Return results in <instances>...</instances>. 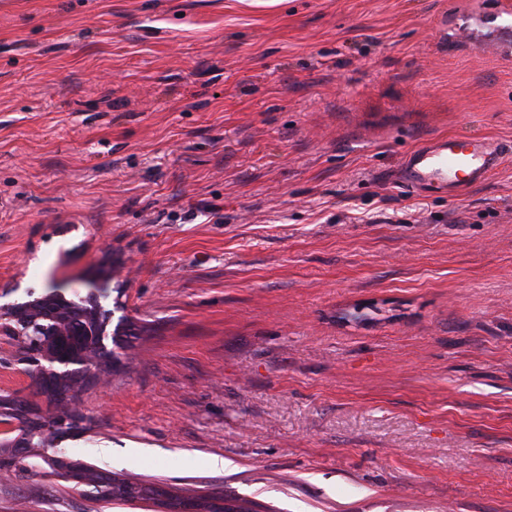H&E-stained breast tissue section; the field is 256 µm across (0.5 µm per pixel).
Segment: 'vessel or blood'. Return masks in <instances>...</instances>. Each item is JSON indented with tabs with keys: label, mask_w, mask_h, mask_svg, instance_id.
Returning a JSON list of instances; mask_svg holds the SVG:
<instances>
[{
	"label": "vessel or blood",
	"mask_w": 512,
	"mask_h": 512,
	"mask_svg": "<svg viewBox=\"0 0 512 512\" xmlns=\"http://www.w3.org/2000/svg\"><path fill=\"white\" fill-rule=\"evenodd\" d=\"M501 161L500 147L484 137L433 139L404 156L399 177L412 188L441 186L454 196L483 183Z\"/></svg>",
	"instance_id": "b4317fda"
}]
</instances>
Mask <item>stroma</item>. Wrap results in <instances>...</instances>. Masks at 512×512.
<instances>
[{"label":"stroma","instance_id":"obj_1","mask_svg":"<svg viewBox=\"0 0 512 512\" xmlns=\"http://www.w3.org/2000/svg\"><path fill=\"white\" fill-rule=\"evenodd\" d=\"M504 3L0 0V306L142 327L53 446L148 490L8 469L0 512H512ZM462 135L483 184L396 180ZM7 394L55 411L0 335ZM501 162L500 147L488 138L431 139L404 156L399 178L421 191L447 186L453 197L483 183ZM85 479L88 481L87 484L92 486V494H98L100 489H104L106 487H112V499L121 500L128 493H130L134 489H139L135 485L131 484L129 481L124 479L112 478L111 476L99 474L93 471L85 472Z\"/></svg>","mask_w":512,"mask_h":512}]
</instances>
